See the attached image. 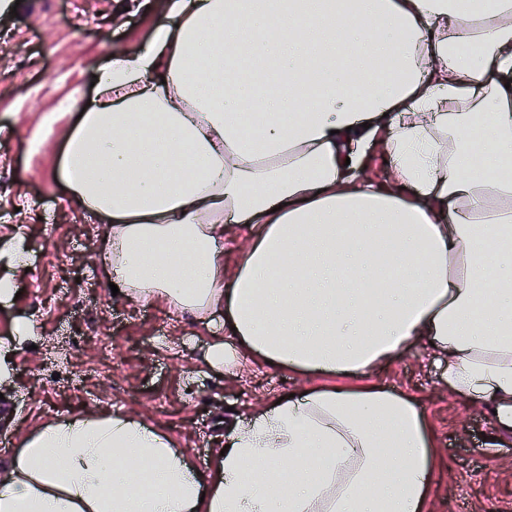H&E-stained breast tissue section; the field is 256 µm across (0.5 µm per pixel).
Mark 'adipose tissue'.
Returning <instances> with one entry per match:
<instances>
[{"mask_svg": "<svg viewBox=\"0 0 512 512\" xmlns=\"http://www.w3.org/2000/svg\"><path fill=\"white\" fill-rule=\"evenodd\" d=\"M166 10L75 100L59 168L108 226L120 295L223 311L276 368L362 376L426 338L449 389L511 434L512 0ZM373 144L393 184L350 181ZM229 221L253 229L230 272ZM226 443L201 473L123 413L50 422L0 469V512H427L434 438L407 396L305 391Z\"/></svg>", "mask_w": 512, "mask_h": 512, "instance_id": "ef3b65f1", "label": "adipose tissue"}]
</instances>
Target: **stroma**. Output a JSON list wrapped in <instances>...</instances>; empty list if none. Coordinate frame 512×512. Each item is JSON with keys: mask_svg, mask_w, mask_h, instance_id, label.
<instances>
[{"mask_svg": "<svg viewBox=\"0 0 512 512\" xmlns=\"http://www.w3.org/2000/svg\"><path fill=\"white\" fill-rule=\"evenodd\" d=\"M166 0H21L0 9V251L21 243L24 265L0 260V280L19 298L0 307V346L10 381L0 384V433L13 448L44 423L123 412L169 435L174 448L207 470L236 422L277 397L343 376L228 360L210 366L215 343L236 348L223 312L194 322L162 301L112 294L102 265L107 226L81 208L58 175L65 140L90 98L111 48L138 49L168 23ZM33 327L18 340V325ZM112 345L111 361L99 355ZM84 375L71 390L72 372ZM424 409L437 466L429 512H512V439L489 447L484 409L448 390L443 369L420 343L379 362L364 377Z\"/></svg>", "mask_w": 512, "mask_h": 512, "instance_id": "35a3bbf8", "label": "stroma"}]
</instances>
